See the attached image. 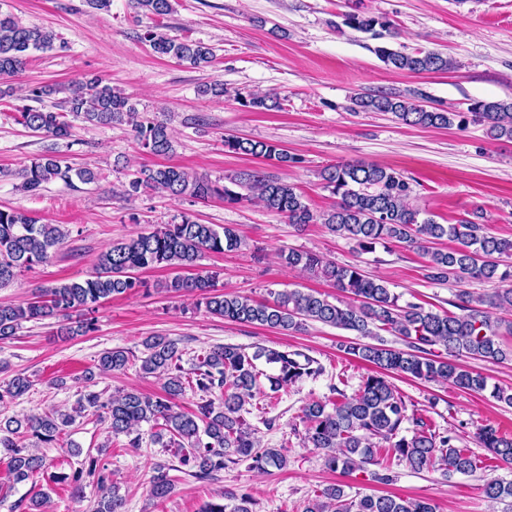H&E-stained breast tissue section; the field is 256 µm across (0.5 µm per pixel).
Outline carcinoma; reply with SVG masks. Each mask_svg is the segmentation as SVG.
<instances>
[{
    "label": "carcinoma",
    "instance_id": "1",
    "mask_svg": "<svg viewBox=\"0 0 512 512\" xmlns=\"http://www.w3.org/2000/svg\"><path fill=\"white\" fill-rule=\"evenodd\" d=\"M136 13L163 17L172 12L171 0H131ZM345 26L375 37L395 36L388 19L366 13L345 14ZM140 39L159 56H169L192 67H204L214 59L213 49L198 40L178 39L154 30ZM52 33L23 24L10 12L0 10V76H14L25 64L32 50L53 48ZM378 58L390 69L409 74L446 72L453 61L436 52H406L386 45L376 49ZM63 101V111H46L27 107L19 112L17 122L55 140L71 137V120L92 126L131 127L138 144L149 155L166 156L174 152V143L165 122L141 118L129 98L114 90L96 75H85L71 83ZM235 99L252 109H281L276 95L243 96ZM423 93L408 97L378 92L356 98L363 112L391 114L398 120L422 127L450 128L469 121L483 124L490 135L512 141V98L497 101L477 100L465 112L427 109L419 104ZM224 151L262 157L280 165L299 164L302 159L270 142L224 137ZM22 189L37 193L55 180L72 185L74 181L91 184L95 172L87 167L75 168L53 153L30 161L21 171ZM323 188L336 196V205L316 215L296 187L260 171L228 177L220 185L207 176L192 173L180 166L143 167L124 193L131 195L140 188L161 190L172 197L196 200L220 198L238 203L254 198L271 212L303 227L322 224L337 236L355 242L361 251L370 252L378 244H407L428 256L426 278L437 282L460 284L469 279L512 281V239L484 232L483 210H474L457 224H439L431 218L419 219L420 212L409 204L412 188L400 171L375 164L340 162L321 171ZM68 236L60 224H41L24 212L0 209V287L6 286L23 272L49 262ZM448 239L455 246L442 249L438 242ZM246 242L229 224L217 228L200 224L189 217L179 223L157 224L153 230L127 240L113 242L102 251L96 270L89 277L63 281L40 290L39 295L22 304L0 303V341L13 338L22 323L62 319L60 335H86L95 331L99 304L118 295L148 294L154 289L196 298V306L227 321L267 326L279 331H301L307 322H319L350 331L355 338L340 344V350L376 367L363 380L360 389L348 396L333 387L338 398L312 401L301 409L305 440L322 453L324 466L331 471L351 474L368 465L380 464L389 454L406 463L413 471L438 468L446 477L466 474L476 469L467 449L456 445L457 436L450 430L436 433L427 429L422 419L407 414L405 401L389 381L391 375H406L425 381L449 383L458 389L480 394L487 391V380L458 362L461 357L502 363L512 361V345L502 338L512 335V319L494 315V311L512 309V288H497L490 294H475L461 289L452 306L459 312H434L418 303L399 304V296L387 282L370 277L356 264L338 265L323 256L290 248L279 254L289 270L323 279L349 297L344 301L320 293L299 289L269 290V299L257 301L247 295L229 293L218 288L220 272L211 271L194 277L175 276L151 285L136 275L149 268H188L196 266L206 253L239 250ZM78 317L76 325L67 322ZM401 337L405 348L386 345L379 332ZM144 357L140 370L164 379L160 396H148L135 389H119L103 394L90 391L75 408V414L50 409L38 415H23L0 420V455L9 458V472L14 482L30 480L47 468L39 447H52L65 428L89 412L107 424L112 435L129 436L143 423L159 427L155 442L176 449L183 466L194 468L199 479L212 478L224 470L226 463L247 461L249 467L266 472L287 465L281 448H262L244 415L246 405L260 392L261 372L256 361L263 358L277 365L278 374L269 378L270 389L279 391L303 378H316L322 366L301 352L262 348L250 355L232 344L215 346L194 364L192 375H184L179 342L167 336H150L143 342ZM441 347L448 358L434 356ZM132 352L120 347L100 353L95 369L85 374L88 383L100 375L121 373L128 367ZM205 394L192 413L179 410L177 400L186 387ZM31 387L29 378L18 373L0 386V404L23 396ZM219 391L214 400L206 395ZM413 425L406 436L405 423ZM481 447L494 458L512 464V434L506 435L492 424L478 429ZM170 467L157 463L149 481L148 495L156 502L165 501L173 492ZM83 499V482L92 480L98 496L93 512H125V499L112 473L98 467L91 457L88 466L68 477ZM491 501L512 499V483L498 479L483 488ZM252 497L242 493L227 508L221 500L207 503L202 512H253ZM306 512H437L427 500H406L388 495H365L346 498L344 489L332 485L323 499L312 503Z\"/></svg>",
    "mask_w": 512,
    "mask_h": 512
}]
</instances>
